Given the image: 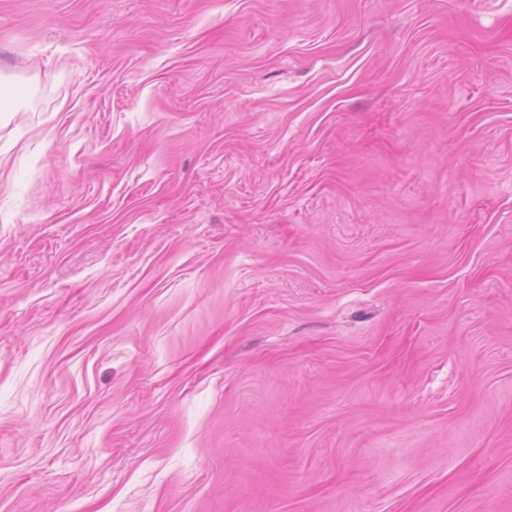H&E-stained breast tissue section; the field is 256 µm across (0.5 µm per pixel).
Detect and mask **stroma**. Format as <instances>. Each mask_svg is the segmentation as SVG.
I'll list each match as a JSON object with an SVG mask.
<instances>
[{
  "instance_id": "obj_1",
  "label": "stroma",
  "mask_w": 512,
  "mask_h": 512,
  "mask_svg": "<svg viewBox=\"0 0 512 512\" xmlns=\"http://www.w3.org/2000/svg\"><path fill=\"white\" fill-rule=\"evenodd\" d=\"M0 512H512V0H0Z\"/></svg>"
}]
</instances>
